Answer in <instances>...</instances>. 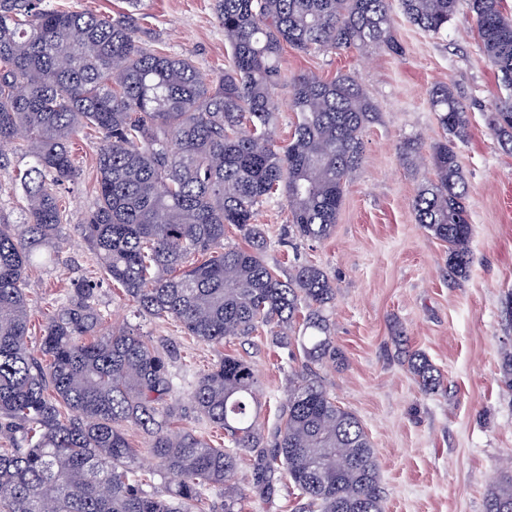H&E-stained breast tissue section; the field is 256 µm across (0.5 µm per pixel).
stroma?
I'll use <instances>...</instances> for the list:
<instances>
[{
    "label": "stroma",
    "mask_w": 512,
    "mask_h": 512,
    "mask_svg": "<svg viewBox=\"0 0 512 512\" xmlns=\"http://www.w3.org/2000/svg\"><path fill=\"white\" fill-rule=\"evenodd\" d=\"M136 8L142 37L190 56L205 79H217L229 67L216 0H139ZM388 8L401 55L371 47L332 54L287 47L282 53L283 77L274 91L279 146L287 145L294 130L290 81L298 74L328 80L351 74L379 109L378 121L364 133L363 160L346 184L333 234L285 243L288 208L280 196L261 204L255 221L269 243L267 262L279 274L314 265L336 284L328 316L342 360L320 364L317 371L370 437L386 512H484L486 494L506 467L504 451L512 448V391L500 374L501 356L512 349V319L504 310L512 298V153L500 147L488 124L493 104L512 97V88L503 86L483 53L468 0H459L439 34L409 23L400 0H388ZM448 82L470 121L458 154L469 185L472 263L459 279L448 273L447 244L415 219L413 200L430 172L406 164L400 154L402 143L416 135L428 145L443 140L429 93ZM93 140L89 130L76 139L78 177L65 191L75 221L96 202ZM24 166L13 154L0 167V214L16 224L26 202L15 176ZM77 278L98 282L97 302L109 322L130 323L155 345L174 347L173 369L180 375L200 374L224 352L252 363L261 381L265 426L274 427L287 399L292 347L272 343L265 332L207 346L173 320L139 316L70 228L54 263L28 273L35 303L31 346L39 344L46 301ZM411 351L424 354L441 374L438 391L421 390L405 362ZM253 477L247 454L234 478L245 495L243 512H294L291 485L275 480L274 494L265 497L254 491Z\"/></svg>",
    "instance_id": "1"
}]
</instances>
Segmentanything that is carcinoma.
<instances>
[{
    "label": "carcinoma",
    "mask_w": 512,
    "mask_h": 512,
    "mask_svg": "<svg viewBox=\"0 0 512 512\" xmlns=\"http://www.w3.org/2000/svg\"><path fill=\"white\" fill-rule=\"evenodd\" d=\"M458 0H401L425 32L448 28ZM231 65L206 81L193 60L142 41L134 14L101 16L0 0V146L28 158L20 177V224L0 219V512H241L242 496L210 494L256 454L254 485L271 494L282 473L298 491L295 512H385L379 465L360 420L339 406L314 366L338 358L326 307L336 286L303 265L281 279L265 259L257 207L276 193L289 232L322 241L334 231L344 188L363 156V133L378 108L354 77L293 79L299 116L288 146L276 141L274 89L281 52L401 51L387 0H217ZM489 62L512 87V18L500 0H470ZM445 131L429 147L427 178L414 201L418 223L448 244V265L467 273L472 256L465 181L456 152L469 135L452 84L431 92ZM489 126L512 152V99L492 108ZM96 134L97 201L73 229L108 279L150 317H167L206 345L269 330L296 344L288 395L273 441L257 401L259 375L226 354L198 374L184 400L170 367L174 352L124 325L98 333L105 316L98 283L72 290L28 344V271L70 224L62 190L78 170L69 148ZM247 247H226V228ZM410 372L426 390L440 378L420 353ZM224 430L213 445L176 422L187 413ZM148 437L145 470L126 428ZM169 480L161 493L145 486ZM485 512H512V471L487 495Z\"/></svg>",
    "instance_id": "1"
}]
</instances>
